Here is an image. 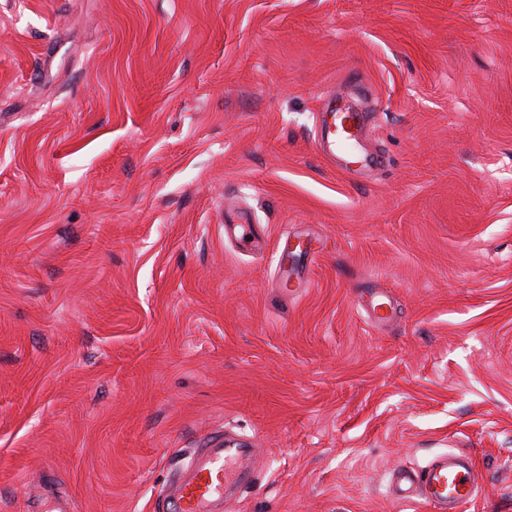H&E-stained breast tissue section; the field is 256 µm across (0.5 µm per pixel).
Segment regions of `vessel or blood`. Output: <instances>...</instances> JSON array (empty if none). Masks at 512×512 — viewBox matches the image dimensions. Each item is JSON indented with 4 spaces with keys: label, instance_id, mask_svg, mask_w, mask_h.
<instances>
[{
    "label": "vessel or blood",
    "instance_id": "obj_1",
    "mask_svg": "<svg viewBox=\"0 0 512 512\" xmlns=\"http://www.w3.org/2000/svg\"><path fill=\"white\" fill-rule=\"evenodd\" d=\"M363 126L362 113L344 112L323 125L321 140L338 151L357 139ZM359 305L373 323L384 325L393 317L383 293L360 299ZM254 456V449L231 444L220 436L211 439L197 450L184 478L164 493L161 512H213L216 502L232 498L234 490L247 481V466ZM394 482L397 499L422 500L434 512H458L459 505L474 499L480 487L473 458L459 450L436 457L421 470L398 471Z\"/></svg>",
    "mask_w": 512,
    "mask_h": 512
}]
</instances>
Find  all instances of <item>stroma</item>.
Returning <instances> with one entry per match:
<instances>
[{"instance_id": "1", "label": "stroma", "mask_w": 512, "mask_h": 512, "mask_svg": "<svg viewBox=\"0 0 512 512\" xmlns=\"http://www.w3.org/2000/svg\"><path fill=\"white\" fill-rule=\"evenodd\" d=\"M225 429L224 512H433L457 449L512 512V0H0V512H154ZM331 117L332 122H326L322 127L321 140L332 147L335 154L336 150L347 151L342 146L357 139L363 130L364 115L359 112H343L337 116L333 113ZM385 295L382 292L368 294V299L361 297L359 305L366 312L369 319L379 325L387 324L391 321L393 314L387 307L388 302L385 301ZM392 494L400 500L419 499L438 512H458L476 497L480 483L473 458L465 451L444 453L421 470L396 473Z\"/></svg>"}]
</instances>
